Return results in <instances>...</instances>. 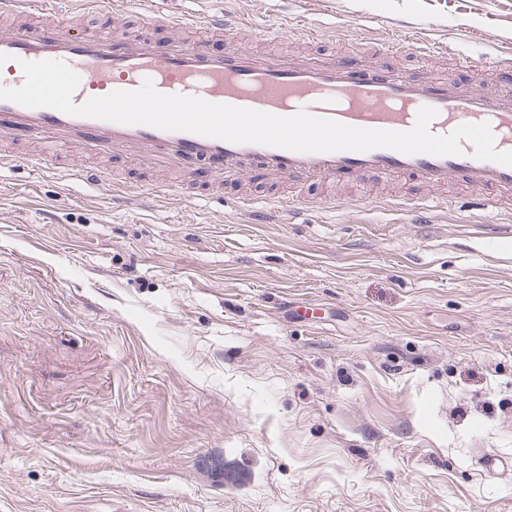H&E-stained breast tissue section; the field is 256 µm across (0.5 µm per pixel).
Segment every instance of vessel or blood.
<instances>
[{
  "mask_svg": "<svg viewBox=\"0 0 512 512\" xmlns=\"http://www.w3.org/2000/svg\"><path fill=\"white\" fill-rule=\"evenodd\" d=\"M142 0H0V17L15 19V26L0 31V53L10 54L0 85L24 82L20 60L65 61L79 75L74 104L112 91L133 90L152 79L165 94H186L214 103L230 104L279 116L304 109L342 123L370 129L405 131L418 110H437L430 130L445 135L466 123H489L495 147L512 150V58L472 65L476 79L497 73L502 89L488 92L475 83L451 84L425 74L412 75L362 64L359 49L338 59L312 62L285 54H261L239 43L224 52L208 48V38L241 28L242 21L224 13L170 14L151 12L153 24L192 31L161 46L147 35L129 36L113 26L119 16L136 11ZM98 15L96 32L71 33L61 27L65 17ZM34 139L51 157L57 146L76 152L103 154L123 149L154 167L182 171L181 185L153 187L156 195L182 196L189 182L205 175L216 183L244 177L262 169L274 178L307 180H366L383 175H406L418 180L428 196L407 200V208L424 213L446 205L443 191L460 183L478 189L512 192V167L464 155H406L390 149L367 152L300 153L258 144H235L190 132H169L144 125H125L77 117L50 108H29L0 100V143Z\"/></svg>",
  "mask_w": 512,
  "mask_h": 512,
  "instance_id": "b4317fda",
  "label": "vessel or blood"
}]
</instances>
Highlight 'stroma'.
Returning a JSON list of instances; mask_svg holds the SVG:
<instances>
[{
	"instance_id": "1",
	"label": "stroma",
	"mask_w": 512,
	"mask_h": 512,
	"mask_svg": "<svg viewBox=\"0 0 512 512\" xmlns=\"http://www.w3.org/2000/svg\"><path fill=\"white\" fill-rule=\"evenodd\" d=\"M208 2L271 53L460 84L512 55V0ZM183 178L117 149L0 163V512H512V195L462 184L419 223L361 201L425 195L408 176L149 192ZM289 191L291 221L237 206Z\"/></svg>"
}]
</instances>
